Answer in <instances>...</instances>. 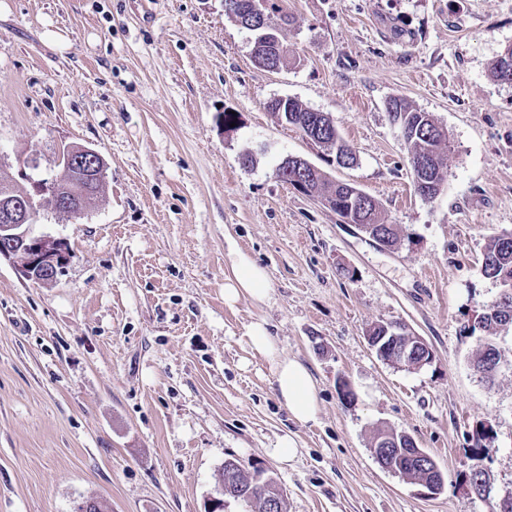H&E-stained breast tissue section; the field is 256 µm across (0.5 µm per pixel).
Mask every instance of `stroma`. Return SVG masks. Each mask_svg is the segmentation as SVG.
<instances>
[{
  "label": "stroma",
  "instance_id": "1",
  "mask_svg": "<svg viewBox=\"0 0 512 512\" xmlns=\"http://www.w3.org/2000/svg\"><path fill=\"white\" fill-rule=\"evenodd\" d=\"M276 2L291 55L270 72L224 0H0V182L24 185L33 159L54 168L61 144L108 166L91 212L45 208L32 226L70 247L53 283L0 260V512H75L90 497L110 512H206L228 458L270 468L284 512H492L512 494V328L490 385L469 330L497 294L485 247L512 233V85L491 75L512 46V0ZM280 97L328 114L356 163L273 117ZM396 97L448 131L434 200L415 191ZM289 156L375 198L400 245L280 181ZM234 251L267 271L266 302L225 303ZM262 319L315 379V421L290 418L250 349ZM378 321L407 326L434 361L382 362L366 338ZM482 423L484 499L467 489ZM380 428L433 456L440 494L380 467ZM285 436L290 460L276 453Z\"/></svg>",
  "mask_w": 512,
  "mask_h": 512
}]
</instances>
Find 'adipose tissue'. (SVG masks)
<instances>
[{
    "instance_id": "adipose-tissue-1",
    "label": "adipose tissue",
    "mask_w": 512,
    "mask_h": 512,
    "mask_svg": "<svg viewBox=\"0 0 512 512\" xmlns=\"http://www.w3.org/2000/svg\"><path fill=\"white\" fill-rule=\"evenodd\" d=\"M268 295L269 286L264 269L244 254H236L231 274L224 280L225 303H235L243 296L263 302ZM247 336L252 350L272 361L276 392L289 415L300 423L315 421L318 399L315 382L308 369L300 361L280 355L264 323H252Z\"/></svg>"
}]
</instances>
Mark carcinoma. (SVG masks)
Wrapping results in <instances>:
<instances>
[{
	"label": "carcinoma",
	"mask_w": 512,
	"mask_h": 512,
	"mask_svg": "<svg viewBox=\"0 0 512 512\" xmlns=\"http://www.w3.org/2000/svg\"><path fill=\"white\" fill-rule=\"evenodd\" d=\"M272 115L280 122L300 127V122H307L315 117L311 109L299 102H294L292 111L279 112L273 105H268ZM387 110L392 121L398 125L401 135L412 154L425 151L430 155L431 168L425 174V180L430 187L445 186L447 178V158L451 151V144L447 131L435 121L428 112H421L400 98L388 102ZM318 145L328 152H342L349 162L356 160L352 148L341 138L336 127L330 125L318 134ZM312 196L332 202L330 209L339 217H351L353 220L364 221L381 230L387 237V243L395 245L400 238V228L396 224H389L381 211L378 202L370 197L367 205L358 207V202L350 198V190L339 182L322 179L315 176L311 180ZM482 273L493 280L500 289L512 284V233L497 236L489 241L485 248ZM498 306V299H493L484 306L488 313L482 325L483 346L473 360V366L482 374V380L487 383L494 382L495 373L501 361L502 353L498 347L497 338L501 329V322L491 314V310ZM375 437H384L390 442V447L384 449L382 462L383 469L405 478L409 483L422 486L424 484L434 487L433 493L439 494L443 489V475L434 458L424 449L414 447L412 437L393 430H378ZM486 448H476L474 454L475 464L468 474V483L477 496H484L487 486L481 483L484 468L482 461ZM257 470L250 462H243L237 458L224 460V469L221 475L224 484V494L238 498L253 507V512H268L265 491L251 480L246 472Z\"/></svg>",
	"instance_id": "1"
}]
</instances>
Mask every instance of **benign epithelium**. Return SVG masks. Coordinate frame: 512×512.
Returning <instances> with one entry per match:
<instances>
[{
  "mask_svg": "<svg viewBox=\"0 0 512 512\" xmlns=\"http://www.w3.org/2000/svg\"><path fill=\"white\" fill-rule=\"evenodd\" d=\"M269 0H254L251 11L235 16V22L255 36V41L279 45L278 29L270 20ZM59 170H52L43 178L31 182V190L13 192L5 185L0 189V259L16 265L18 274L38 283L54 281L68 263L67 243L62 238L36 235L31 226L41 204L52 201L53 208L63 214L79 215L91 210L99 188L106 179L103 157L86 146H71L59 153ZM296 170L302 177L293 179V186L308 193L305 178L309 174L325 173L303 158H296ZM426 342L410 332L395 330L386 340L379 358L393 364L399 360L416 370L432 359L422 352Z\"/></svg>",
  "mask_w": 512,
  "mask_h": 512,
  "instance_id": "1",
  "label": "benign epithelium"
}]
</instances>
